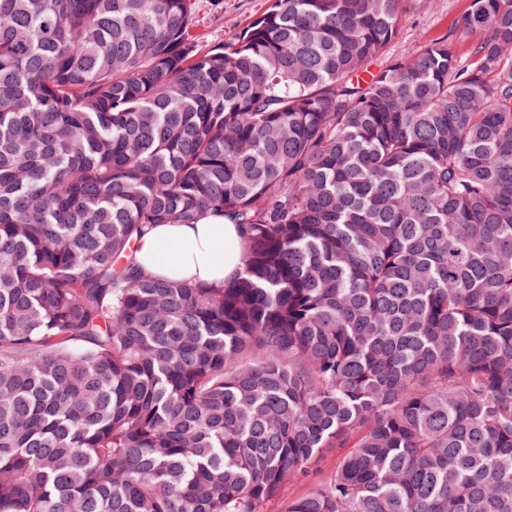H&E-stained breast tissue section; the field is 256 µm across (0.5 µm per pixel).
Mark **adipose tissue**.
Masks as SVG:
<instances>
[{"instance_id":"adipose-tissue-1","label":"adipose tissue","mask_w":512,"mask_h":512,"mask_svg":"<svg viewBox=\"0 0 512 512\" xmlns=\"http://www.w3.org/2000/svg\"><path fill=\"white\" fill-rule=\"evenodd\" d=\"M135 261L152 276L220 285L241 266L240 228L220 216L157 224L140 238Z\"/></svg>"}]
</instances>
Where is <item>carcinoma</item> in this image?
Masks as SVG:
<instances>
[{
  "label": "carcinoma",
  "mask_w": 512,
  "mask_h": 512,
  "mask_svg": "<svg viewBox=\"0 0 512 512\" xmlns=\"http://www.w3.org/2000/svg\"><path fill=\"white\" fill-rule=\"evenodd\" d=\"M413 2L0 0V512H512V0L367 71ZM195 0L194 34L203 48L230 41L244 26L262 15L271 0ZM135 261L152 276L224 284L241 267L240 228L221 216L196 224H156L138 241Z\"/></svg>",
  "instance_id": "1"
}]
</instances>
